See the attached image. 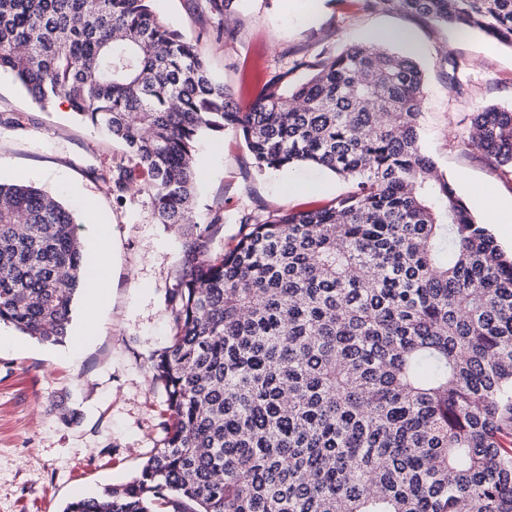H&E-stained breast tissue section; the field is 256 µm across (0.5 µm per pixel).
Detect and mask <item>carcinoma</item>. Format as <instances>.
<instances>
[{
	"instance_id": "1",
	"label": "carcinoma",
	"mask_w": 512,
	"mask_h": 512,
	"mask_svg": "<svg viewBox=\"0 0 512 512\" xmlns=\"http://www.w3.org/2000/svg\"><path fill=\"white\" fill-rule=\"evenodd\" d=\"M153 2L0 0V71L121 142L133 168L112 191L142 172L157 222L185 236L174 335L150 365L163 446L64 512H512V254L421 152L416 61L354 44L239 112ZM368 2L512 46V0ZM226 129L260 170L316 166L353 190L247 216L214 256L189 219L195 148ZM470 129L512 170V111ZM0 199V323L61 343L90 276L73 213L22 182Z\"/></svg>"
}]
</instances>
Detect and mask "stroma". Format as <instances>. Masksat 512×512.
<instances>
[{
	"instance_id": "35a3bbf8",
	"label": "stroma",
	"mask_w": 512,
	"mask_h": 512,
	"mask_svg": "<svg viewBox=\"0 0 512 512\" xmlns=\"http://www.w3.org/2000/svg\"><path fill=\"white\" fill-rule=\"evenodd\" d=\"M153 7L195 44L242 112L293 61L317 63L380 29L408 32L410 43L388 48L424 73L422 152L459 196L480 182L512 199V174L467 141L472 112L512 110V47L365 0H234L231 26L210 0H154ZM124 159L121 145L75 122L65 100L39 104L0 74V180H22L70 208L86 252L106 230L110 275V299L76 356L66 344L27 335L23 350L0 352V512H62L74 498L101 495L130 481L165 436L166 397L149 366L173 333L169 297L182 239L156 223L141 172L125 193H113L112 169ZM197 159V225L209 230L214 212L224 216L211 230L216 256L236 243L246 215L322 207L350 188L324 170H258L230 130L203 136Z\"/></svg>"
}]
</instances>
